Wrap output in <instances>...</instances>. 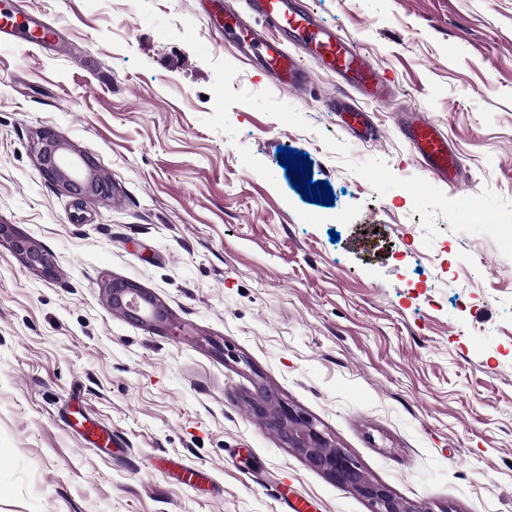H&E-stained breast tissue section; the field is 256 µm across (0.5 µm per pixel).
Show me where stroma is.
<instances>
[{"label": "stroma", "instance_id": "1", "mask_svg": "<svg viewBox=\"0 0 512 512\" xmlns=\"http://www.w3.org/2000/svg\"><path fill=\"white\" fill-rule=\"evenodd\" d=\"M150 2L177 32L194 22L237 68L233 90L272 91L312 128L238 103L229 139L204 123L212 68L133 0H27L65 46L0 41V225L52 263L43 276L0 236V512H279L294 496L306 512H370L263 424L264 389L403 501L512 512V259L441 217L425 246L411 194H378L324 143L422 175L398 130L414 112L457 157L447 197L512 202V0H307L393 85L385 103L311 58L305 90L276 88L225 45L215 0ZM348 106L370 140L340 128ZM45 131L111 195L79 201L44 178ZM243 146L272 180L243 165ZM281 146L307 154L333 205L294 188ZM112 280L165 319L114 310ZM81 416L118 446H88Z\"/></svg>", "mask_w": 512, "mask_h": 512}]
</instances>
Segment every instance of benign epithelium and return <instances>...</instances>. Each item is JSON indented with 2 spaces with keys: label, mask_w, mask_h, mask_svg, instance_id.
<instances>
[{
  "label": "benign epithelium",
  "mask_w": 512,
  "mask_h": 512,
  "mask_svg": "<svg viewBox=\"0 0 512 512\" xmlns=\"http://www.w3.org/2000/svg\"><path fill=\"white\" fill-rule=\"evenodd\" d=\"M38 156L43 176L77 199L110 194L111 182L83 155L69 154L68 147L55 135L46 132L40 136ZM13 247L27 266L44 275L50 274L49 260L29 239L17 238ZM105 288L112 307L121 310L130 320L144 323L159 322L164 318L162 308L142 289L120 281L108 282ZM253 409L266 426L278 433L287 447L298 452L311 467L336 485L364 498L371 512H429L426 508L407 504L386 486L369 480L358 462L332 444L307 415L268 394L255 401Z\"/></svg>",
  "instance_id": "benign-epithelium-1"
}]
</instances>
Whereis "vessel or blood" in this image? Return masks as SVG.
Listing matches in <instances>:
<instances>
[{
  "instance_id": "vessel-or-blood-1",
  "label": "vessel or blood",
  "mask_w": 512,
  "mask_h": 512,
  "mask_svg": "<svg viewBox=\"0 0 512 512\" xmlns=\"http://www.w3.org/2000/svg\"><path fill=\"white\" fill-rule=\"evenodd\" d=\"M248 8L266 22L268 32L252 30L239 14L229 10L224 14V35L247 46L280 89L300 90L307 83L300 55L293 53L298 47L302 53L322 58L346 85L362 95L377 100L393 97L392 86L378 75L369 59L335 29L320 23L303 0H248ZM0 35L36 47L62 43L53 23L21 15L12 0H0ZM401 126L420 165L434 179L448 182L456 160L437 124L410 114Z\"/></svg>"
}]
</instances>
